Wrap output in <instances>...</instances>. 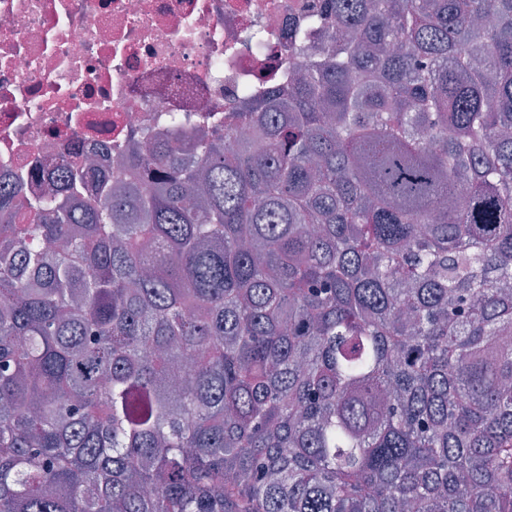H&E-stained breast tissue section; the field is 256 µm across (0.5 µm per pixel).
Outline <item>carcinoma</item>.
<instances>
[{"instance_id":"1","label":"carcinoma","mask_w":512,"mask_h":512,"mask_svg":"<svg viewBox=\"0 0 512 512\" xmlns=\"http://www.w3.org/2000/svg\"><path fill=\"white\" fill-rule=\"evenodd\" d=\"M289 37L224 135L0 184V512H512V0Z\"/></svg>"}]
</instances>
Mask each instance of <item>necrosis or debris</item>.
Masks as SVG:
<instances>
[{
    "mask_svg": "<svg viewBox=\"0 0 512 512\" xmlns=\"http://www.w3.org/2000/svg\"><path fill=\"white\" fill-rule=\"evenodd\" d=\"M311 0H0V180L11 197L53 184L48 161L109 170L140 131L199 134L239 111L243 89L288 72V29ZM263 32L264 49L247 47Z\"/></svg>",
    "mask_w": 512,
    "mask_h": 512,
    "instance_id": "4bbe7bcc",
    "label": "necrosis or debris"
}]
</instances>
